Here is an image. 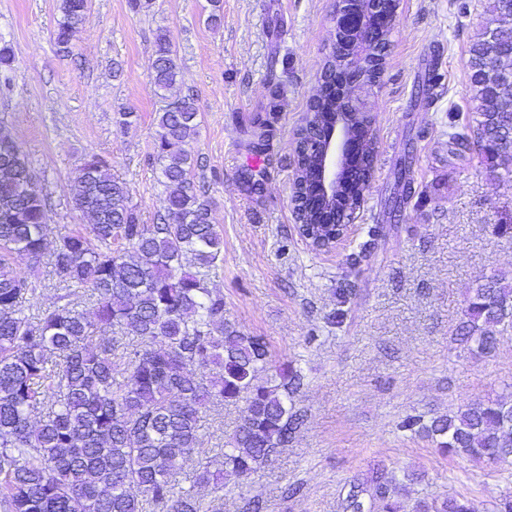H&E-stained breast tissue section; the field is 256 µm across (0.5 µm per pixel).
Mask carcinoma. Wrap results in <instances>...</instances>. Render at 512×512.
<instances>
[{
	"instance_id": "cac0c4a2",
	"label": "carcinoma",
	"mask_w": 512,
	"mask_h": 512,
	"mask_svg": "<svg viewBox=\"0 0 512 512\" xmlns=\"http://www.w3.org/2000/svg\"><path fill=\"white\" fill-rule=\"evenodd\" d=\"M56 43L69 51L84 23L88 0H60ZM512 69V33L487 27L468 49V93L480 107L467 127L448 133V155L460 159L473 145L481 172L512 180V84L503 87L491 52ZM169 36L155 41L151 83L170 91L178 75ZM320 98L308 111L343 110L338 93L351 77L327 58ZM195 99L185 94L158 113L154 143L164 212L140 222L129 189L91 155L70 181L75 209L93 220L86 232L59 236L46 253L52 228L40 178L0 121V512H203L197 489H224V474L245 477L292 441L305 423L293 397L304 385L290 362L274 364L268 342L224 319V297L208 281L224 258L197 161L186 146L198 133ZM294 161L298 184L314 180L307 151L310 126L299 131ZM358 182L339 200L316 209L304 203L299 235L312 248L330 243L323 212L355 205ZM123 240L133 255L112 248ZM49 256L63 304L27 311L39 282L14 270L23 257L37 266ZM327 323L349 314V291H337ZM84 297L87 314L75 303ZM103 332L95 346L87 340ZM512 332V277L492 272L476 279L466 300L458 341L491 357ZM245 402L244 419L223 452L199 458L202 422L210 409ZM38 420H32L33 415ZM400 428L422 434L447 455L506 462L512 458V400L476 401L448 415H409ZM195 463L189 487L178 464ZM347 497L346 512H402L395 479L374 468ZM415 512H474L466 497H448Z\"/></svg>"
}]
</instances>
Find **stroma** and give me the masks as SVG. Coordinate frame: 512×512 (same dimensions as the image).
<instances>
[{
    "label": "stroma",
    "mask_w": 512,
    "mask_h": 512,
    "mask_svg": "<svg viewBox=\"0 0 512 512\" xmlns=\"http://www.w3.org/2000/svg\"><path fill=\"white\" fill-rule=\"evenodd\" d=\"M336 0H91L78 39L61 52L59 0H0V119L41 176L57 230L87 228L72 176L90 155L125 183L142 223L164 206L153 158L156 117L167 101L149 75L158 33L178 55V87L199 112L188 150L202 165L224 260L210 286L224 317L266 337L275 359L305 376L294 399L307 420L288 447L247 478L225 476L206 512H345L370 468L401 478L405 505L466 496L492 512L512 494V463L443 455L401 429L409 415H448L474 400L512 399V334L495 356L457 340L465 300L480 275H512V237L495 234L512 208V181H491L475 159L448 162V126L473 110L468 48L486 25L487 0H400L380 84L364 98L375 117L371 188L348 238L318 252L301 240L292 203V141L335 42ZM220 23L210 21L212 11ZM131 115L120 126V113ZM412 194L400 208L404 157ZM382 230L371 256L351 264L368 226ZM352 291L350 316L329 326L336 291ZM243 402L208 412L201 455L224 448Z\"/></svg>",
    "instance_id": "obj_1"
}]
</instances>
